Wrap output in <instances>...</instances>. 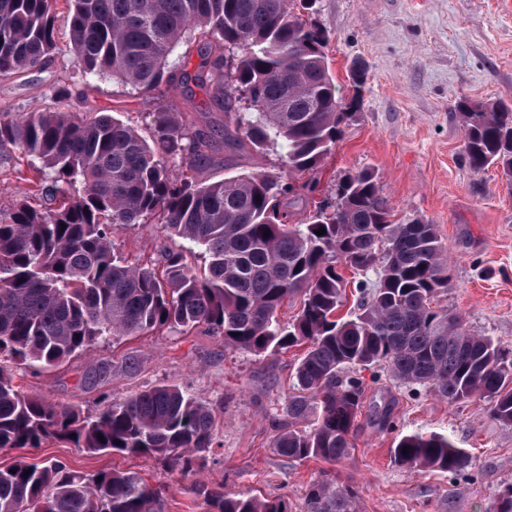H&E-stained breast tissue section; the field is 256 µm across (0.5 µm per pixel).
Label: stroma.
<instances>
[{
	"mask_svg": "<svg viewBox=\"0 0 512 512\" xmlns=\"http://www.w3.org/2000/svg\"><path fill=\"white\" fill-rule=\"evenodd\" d=\"M311 16L331 41L326 53L353 119L312 178L314 194L288 197L295 220L314 202L333 198L346 175L375 171L395 219L422 217L436 224L448 255L450 279L438 304L470 331L512 350V194L498 170L472 172L462 161L460 98L488 102L512 98V0H309ZM60 50L44 70L0 79V108L38 110L54 85L66 83L75 109L109 112L146 132L148 100L132 87L98 78L79 97L84 78L68 48L65 0L56 8ZM278 152L259 154L218 147L203 177L211 182L255 171L279 172ZM39 176L17 152L0 155V209L9 210L18 188L34 189ZM120 253L133 262L156 258L169 239L160 225L112 230ZM304 352L254 356L226 349L200 331L158 332L98 346L67 363L39 371L16 370L25 392L63 407L94 413L108 394L121 399L160 384L189 390L216 412L214 448L201 480L262 496H282L303 512L311 483L332 471L356 496L357 512H489L512 487V427L489 417L483 403L456 404L434 391L407 386L377 368L360 370L363 408L350 457L337 464L291 461L272 446L273 420L282 414L295 368ZM138 357L137 374L93 378L102 362ZM390 404L391 425L380 428L375 410ZM415 431L448 435L473 457L468 475L452 476L393 464L397 436ZM57 459L90 474L103 467L140 473L161 487L165 512H204L190 478L155 458L89 455L66 442L39 448L0 449V468L20 458Z\"/></svg>",
	"mask_w": 512,
	"mask_h": 512,
	"instance_id": "1",
	"label": "stroma"
}]
</instances>
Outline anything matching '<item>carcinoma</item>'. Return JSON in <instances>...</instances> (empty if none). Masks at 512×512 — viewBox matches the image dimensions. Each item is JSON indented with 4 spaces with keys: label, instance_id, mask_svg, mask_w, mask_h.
<instances>
[{
    "label": "carcinoma",
    "instance_id": "obj_1",
    "mask_svg": "<svg viewBox=\"0 0 512 512\" xmlns=\"http://www.w3.org/2000/svg\"><path fill=\"white\" fill-rule=\"evenodd\" d=\"M64 2L82 71L146 96L150 137L111 115L72 110L63 86L43 109H0V150L40 173L39 201L22 191L0 211V448L55 440L91 455L158 458L196 475L215 444L216 414L190 392L156 385L86 415L15 383L16 368L55 367L101 343L164 329L202 328L255 356L307 346L272 443L286 459L350 456L364 394L357 371L370 366L451 402L481 400L512 427V354L438 307L448 275L436 225L393 222L367 169L337 185L339 205L320 202L298 224L282 208L281 197L309 187L290 176L317 170L355 116L330 72L328 33L295 0ZM54 3L0 0V77L47 66L58 50ZM192 43L199 62L191 73L178 49ZM194 86L226 124H184L168 93L189 95ZM456 108L464 163L475 173L499 168L512 192V102L461 100ZM229 136L257 153L281 147L282 171L196 178ZM117 224H159L189 246L130 265L116 254ZM195 248L208 262L203 275L188 262ZM343 266L364 277L352 317L339 315ZM295 300L297 315L281 322L280 309ZM311 416L309 428H298ZM391 458L452 475L472 466L465 449L437 432L401 435ZM193 488L207 512H290L280 496L258 499L201 480ZM353 499L349 487L321 479L304 512H355ZM0 512H164V503L136 471L85 474L60 460L21 459L0 469Z\"/></svg>",
    "mask_w": 512,
    "mask_h": 512
}]
</instances>
